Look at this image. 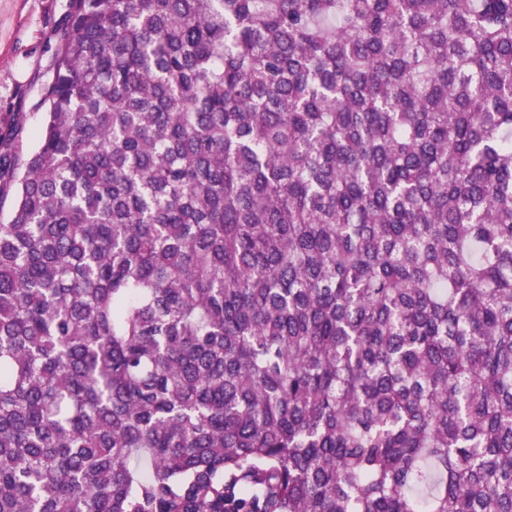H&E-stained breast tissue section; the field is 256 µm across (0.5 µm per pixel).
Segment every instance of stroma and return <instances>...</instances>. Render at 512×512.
Segmentation results:
<instances>
[{"label": "stroma", "instance_id": "1", "mask_svg": "<svg viewBox=\"0 0 512 512\" xmlns=\"http://www.w3.org/2000/svg\"><path fill=\"white\" fill-rule=\"evenodd\" d=\"M69 25V0H0V154L23 163L37 147L42 100Z\"/></svg>", "mask_w": 512, "mask_h": 512}]
</instances>
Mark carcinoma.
<instances>
[{
  "instance_id": "cac0c4a2",
  "label": "carcinoma",
  "mask_w": 512,
  "mask_h": 512,
  "mask_svg": "<svg viewBox=\"0 0 512 512\" xmlns=\"http://www.w3.org/2000/svg\"><path fill=\"white\" fill-rule=\"evenodd\" d=\"M70 5L0 512H512V0Z\"/></svg>"
}]
</instances>
